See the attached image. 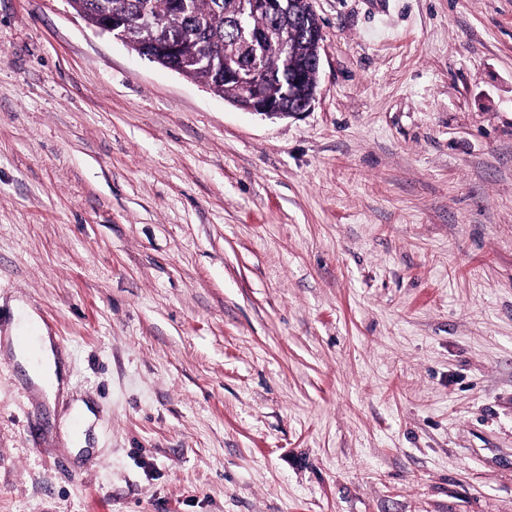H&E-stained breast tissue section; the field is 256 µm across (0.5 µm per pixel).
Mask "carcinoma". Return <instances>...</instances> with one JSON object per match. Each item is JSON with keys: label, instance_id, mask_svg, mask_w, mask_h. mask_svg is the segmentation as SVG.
Segmentation results:
<instances>
[{"label": "carcinoma", "instance_id": "carcinoma-1", "mask_svg": "<svg viewBox=\"0 0 512 512\" xmlns=\"http://www.w3.org/2000/svg\"><path fill=\"white\" fill-rule=\"evenodd\" d=\"M72 9L87 17L92 24L112 15L138 17L142 25L132 34V50L139 51L141 43L170 40L181 48L179 62L191 69L189 78L215 87L216 94L237 104L241 102L238 85L224 80V68L235 65L239 47V22H245L255 35L254 60L259 68L270 74L267 89L279 94L286 86L284 50L280 44L262 37L276 20L262 13H252L244 0H73ZM154 18L163 21L157 28L150 24ZM293 49L299 59L308 61L312 44L305 29L293 26Z\"/></svg>", "mask_w": 512, "mask_h": 512}]
</instances>
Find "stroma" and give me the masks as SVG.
I'll return each instance as SVG.
<instances>
[{
    "instance_id": "obj_1",
    "label": "stroma",
    "mask_w": 512,
    "mask_h": 512,
    "mask_svg": "<svg viewBox=\"0 0 512 512\" xmlns=\"http://www.w3.org/2000/svg\"><path fill=\"white\" fill-rule=\"evenodd\" d=\"M315 9L270 119L0 0V337L69 387L0 358V512H512V0ZM20 341L28 345L31 357L34 360L38 359V351L29 337L21 336ZM35 343L40 348V357L32 365L29 362L26 349L16 342L14 336L10 341H5L4 354H13L15 360L26 367L32 384L54 398L59 391L64 390L66 383L64 381V371L56 358L53 339L48 336L46 331H42L41 335L36 337Z\"/></svg>"
}]
</instances>
